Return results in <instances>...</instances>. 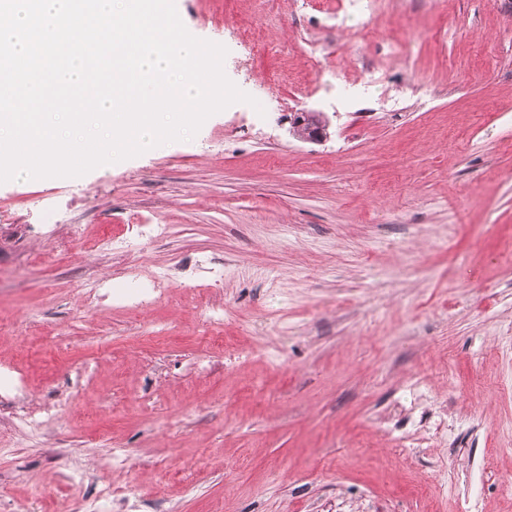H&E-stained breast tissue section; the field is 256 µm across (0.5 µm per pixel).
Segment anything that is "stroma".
Returning <instances> with one entry per match:
<instances>
[{
	"label": "stroma",
	"instance_id": "stroma-1",
	"mask_svg": "<svg viewBox=\"0 0 512 512\" xmlns=\"http://www.w3.org/2000/svg\"><path fill=\"white\" fill-rule=\"evenodd\" d=\"M175 6L214 43L260 28L224 71L264 109L0 184V512L94 500L123 449L112 512H512V0H392L352 43L323 27L336 0ZM303 108L327 140L292 135ZM105 231L127 250L91 251ZM160 274L139 310L85 301Z\"/></svg>",
	"mask_w": 512,
	"mask_h": 512
}]
</instances>
